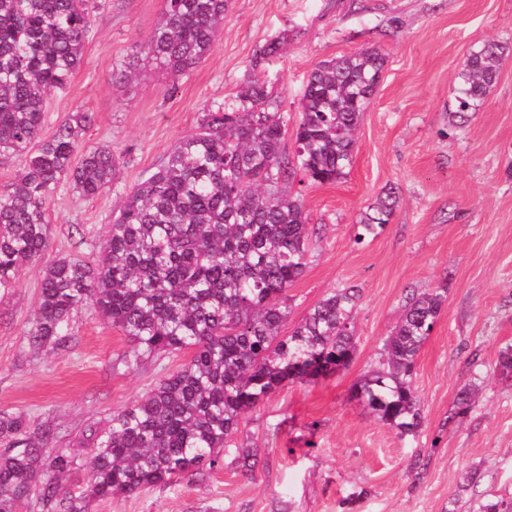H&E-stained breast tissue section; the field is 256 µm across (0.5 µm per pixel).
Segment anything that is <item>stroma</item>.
<instances>
[{"mask_svg": "<svg viewBox=\"0 0 512 512\" xmlns=\"http://www.w3.org/2000/svg\"><path fill=\"white\" fill-rule=\"evenodd\" d=\"M163 7L94 0L82 63L65 89L46 97L42 137L68 113H93L81 148L110 146L119 176L94 199L61 181L47 203L44 262L92 259L125 192L198 131L205 109L252 76L265 80L292 126L312 69L375 47L386 63L351 168L333 183L288 186L317 231L312 262L288 290V321L336 289L358 287L357 350L345 370L283 384L248 410L223 465L204 478L97 501L90 512H476L488 499L512 501V379L495 373L512 344V52L465 129L449 128L463 61L487 41L512 44V0H231L214 49L179 81L152 72L113 84V67L145 44ZM275 39L284 42L281 54L256 64ZM390 191L399 203L389 223L357 241L361 212ZM40 271L27 268L0 292V411L26 414L32 427L52 429L56 447L73 448L89 425L152 390L187 357L125 368L128 337L86 306L72 312L64 346L33 353L27 332ZM431 288L445 289L446 300L417 357L425 421L403 437L350 392L376 363L407 293ZM473 376L480 400L454 420L457 389ZM245 443L257 453L250 471L237 464ZM475 468L482 478L467 486Z\"/></svg>", "mask_w": 512, "mask_h": 512, "instance_id": "obj_1", "label": "stroma"}]
</instances>
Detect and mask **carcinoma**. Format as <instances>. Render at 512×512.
<instances>
[{
	"label": "carcinoma",
	"mask_w": 512,
	"mask_h": 512,
	"mask_svg": "<svg viewBox=\"0 0 512 512\" xmlns=\"http://www.w3.org/2000/svg\"><path fill=\"white\" fill-rule=\"evenodd\" d=\"M228 3L164 0L146 45L112 70V82L138 80L150 62L177 82L214 48ZM90 22L89 0H0V153L22 160L12 189L0 192V291L15 287L48 249L46 204L62 179L87 198L116 182L112 149L75 160L92 113L71 112L51 137H40L45 95L70 82ZM506 49L486 42L462 64L455 128L495 83ZM384 64L370 47L313 69L292 152L265 82L250 80L231 101L206 109L199 130L125 193L93 261L61 257L42 270L27 334L34 350L64 345L71 313L90 306L130 339L125 367L181 352L189 358L141 399L89 426L76 448H54L51 429L0 411V512H18L32 497L42 512H89L94 500L203 475L223 465L242 415L283 383H308L349 366L360 289H337L286 330L288 289L310 263L316 230L300 196L283 187L299 176L322 184L346 175ZM397 205L391 193L378 197L359 221L357 240L376 235ZM444 301L438 289L406 296L378 365L352 387V398L403 436L424 422L416 358ZM496 371L512 379V346L501 351ZM477 394L476 381L460 385L456 416L474 408ZM82 455L89 458L84 489L65 493L61 481Z\"/></svg>",
	"instance_id": "1"
}]
</instances>
